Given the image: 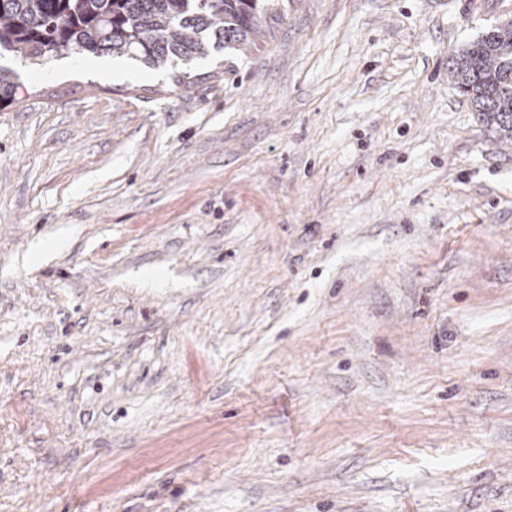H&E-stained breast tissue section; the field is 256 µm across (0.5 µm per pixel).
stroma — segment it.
Masks as SVG:
<instances>
[{
    "mask_svg": "<svg viewBox=\"0 0 512 512\" xmlns=\"http://www.w3.org/2000/svg\"><path fill=\"white\" fill-rule=\"evenodd\" d=\"M502 14L288 0L246 56L0 108V512H512ZM448 72L485 128L501 139L511 140V17L453 51L448 57Z\"/></svg>",
    "mask_w": 512,
    "mask_h": 512,
    "instance_id": "obj_1",
    "label": "stroma"
}]
</instances>
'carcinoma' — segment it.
I'll list each match as a JSON object with an SVG mask.
<instances>
[{
	"label": "carcinoma",
	"mask_w": 512,
	"mask_h": 512,
	"mask_svg": "<svg viewBox=\"0 0 512 512\" xmlns=\"http://www.w3.org/2000/svg\"><path fill=\"white\" fill-rule=\"evenodd\" d=\"M288 0H0V57L32 64L58 54H129L149 66L176 61L177 83H193L194 60L255 44ZM448 72L485 128L512 139V18L453 51ZM23 84L0 66V106Z\"/></svg>",
	"instance_id": "cac0c4a2"
}]
</instances>
